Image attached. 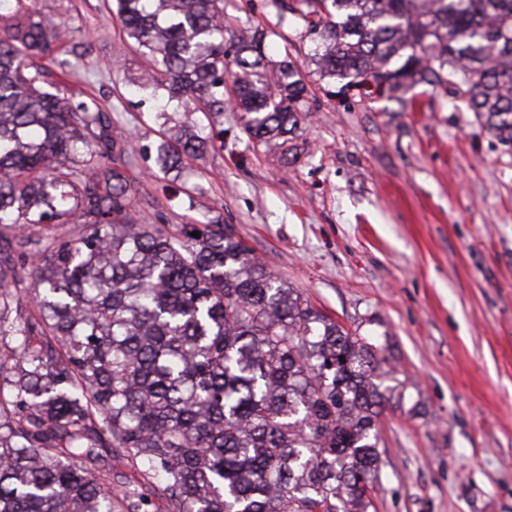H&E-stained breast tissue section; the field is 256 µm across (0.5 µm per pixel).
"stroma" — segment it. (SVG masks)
Instances as JSON below:
<instances>
[{
  "instance_id": "stroma-1",
  "label": "stroma",
  "mask_w": 512,
  "mask_h": 512,
  "mask_svg": "<svg viewBox=\"0 0 512 512\" xmlns=\"http://www.w3.org/2000/svg\"><path fill=\"white\" fill-rule=\"evenodd\" d=\"M111 0H34L69 34L44 59L69 92L111 110L139 224L232 225L279 277L381 345L405 386L380 423L376 512H512V147L465 100L330 97L313 41L268 0H224L235 27L272 29L271 59H297L313 96L284 144L249 139L227 107L223 145L180 177L152 154L181 112L150 111L133 85L149 63Z\"/></svg>"
}]
</instances>
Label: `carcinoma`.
I'll return each instance as SVG.
<instances>
[{
	"mask_svg": "<svg viewBox=\"0 0 512 512\" xmlns=\"http://www.w3.org/2000/svg\"><path fill=\"white\" fill-rule=\"evenodd\" d=\"M270 0L318 42L317 72L403 101L446 85L512 146V0ZM113 17L159 69L185 122L156 148L181 171L224 130L297 131L310 91L270 61L271 29L235 30L224 0H115ZM59 28L0 0V224L22 229L0 269V512H373L380 418L399 380L381 347L313 307L228 224H136L111 113L47 84ZM233 78L226 90L224 75ZM79 214L85 234L31 228ZM199 233V237L192 233ZM32 278L22 312L17 270ZM123 458L131 475L102 464Z\"/></svg>",
	"mask_w": 512,
	"mask_h": 512,
	"instance_id": "1",
	"label": "carcinoma"
}]
</instances>
